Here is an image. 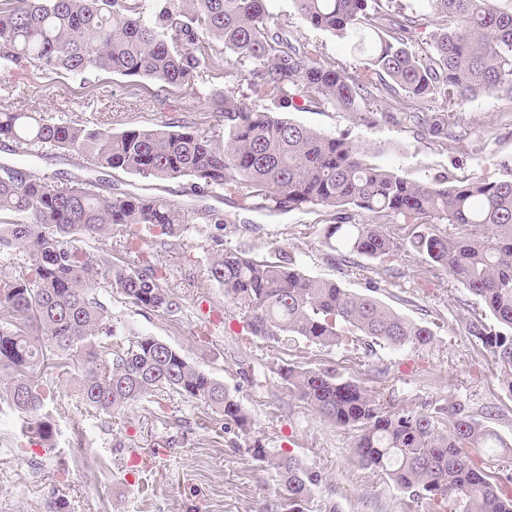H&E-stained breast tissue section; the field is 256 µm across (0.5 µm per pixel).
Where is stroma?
<instances>
[{
  "label": "stroma",
  "mask_w": 512,
  "mask_h": 512,
  "mask_svg": "<svg viewBox=\"0 0 512 512\" xmlns=\"http://www.w3.org/2000/svg\"><path fill=\"white\" fill-rule=\"evenodd\" d=\"M276 21L298 40L316 45L323 61L350 75L362 73L364 55L346 39L313 28L292 0H269ZM417 13L410 49L422 60L434 54L435 37L447 21L430 13L425 0H377L367 15L379 25L391 11ZM251 64L231 61L224 73L199 74L187 86L157 94L153 83L110 73L86 77L29 68L18 71L0 60V110L39 113L60 123H80L119 132L131 127L164 128L182 119L202 134L215 120V91L234 95L250 107L272 109L252 95L245 76ZM363 120L327 102L292 112L291 121L329 136H347L367 160L409 179L430 182L441 175H512V92L500 88L472 101L451 103L442 96L393 102L372 90L362 103ZM416 112L445 115L450 138L419 131ZM23 164L40 174L93 176L78 155L48 150L37 157L0 151V163ZM119 190L156 188L186 209L212 206L230 224L223 231L227 248L253 256L268 253L278 240L304 273L333 280L343 288L373 294L407 320L430 327L435 337L424 346L366 350L354 334L324 347L300 337L272 342L246 328L244 309L207 275L206 238L210 224L188 225L181 248L159 249L152 231H143L145 256L166 272L180 308L172 314L137 307L100 285V299L115 329L134 328L155 337L223 383L250 417L247 430L228 431L222 417L178 395L153 397L109 416L85 409L78 396L75 361L41 370L53 447L34 436L37 417L0 402V512H47L51 497L63 496L68 512H262L277 503L282 478L255 459L250 439L299 458L320 472L304 512H426L391 481L363 466L355 454L356 429L320 418L286 388L287 367L335 369L343 378L374 392L386 410H424L456 404L512 445V391L488 346L473 336L469 323L483 312L478 300L447 272L409 246L384 258L340 261L322 243L327 211L304 206L286 213L243 209L223 191L197 194L191 179L161 183L113 174ZM250 232H243V225ZM84 453L75 457L74 439ZM138 464H131L130 456Z\"/></svg>",
  "instance_id": "35a3bbf8"
}]
</instances>
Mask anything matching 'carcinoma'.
Instances as JSON below:
<instances>
[{
    "instance_id": "obj_1",
    "label": "carcinoma",
    "mask_w": 512,
    "mask_h": 512,
    "mask_svg": "<svg viewBox=\"0 0 512 512\" xmlns=\"http://www.w3.org/2000/svg\"><path fill=\"white\" fill-rule=\"evenodd\" d=\"M268 0H14L0 8V58L18 70L31 66L74 75L112 73L145 78L158 91L181 87L202 71L220 72L228 58L249 60L250 89L284 111L336 102L358 119L360 101L373 80L392 99L440 93L468 100L504 84L512 86V10L497 0H427L450 18L435 40L431 63L407 46L415 17L400 11L381 25L365 26L371 0H293L313 27L352 41L368 57L367 74L350 76L318 59L317 46L293 38L275 21ZM224 46L217 53L211 42ZM213 115L224 134H200L184 122L174 130L133 127L120 132L80 124L54 123L32 112L0 111V147L49 146L82 155L104 172L167 181L190 178L200 190L222 188L239 205L260 197L266 208L291 211L304 205L332 210L323 244L340 253L379 258L400 242L381 224L354 223L343 209L355 207L378 218L400 216L414 224L430 217L455 224L448 237L425 227L408 244L425 260L443 267L496 320L492 333L480 320L472 335L488 345L505 370L512 391V178L484 176L419 183L368 163L361 147L330 137L271 112L249 107L220 92ZM417 126L448 136L436 114L415 115ZM102 179L77 177L56 182L22 165L0 166V248L22 253L25 269L0 276V401L22 413L42 414L45 397L41 364L78 356L83 405L112 414L147 396L176 393L224 417V428L246 430L248 417L234 396L175 348L131 329L112 345L110 312L97 293L102 268L95 255L75 245L81 238L111 235L131 254L141 227L158 233L159 244L182 241L184 225L225 224L209 206L189 211L159 194L112 192ZM211 281L244 306L252 334L280 341L300 336L334 346L342 328L367 343L392 348L426 345L433 332L333 280L303 273L283 249L247 257L209 237ZM109 286L128 302L172 313L179 307L172 289L144 259L111 263ZM285 382L324 419L359 430L355 453L410 497L433 505L454 498V512H512V473L498 464L512 448L462 409L384 411L375 396L326 368H288ZM254 456L283 478L288 512H303L319 472L297 458L273 452L261 440ZM467 448H497L490 458H473Z\"/></svg>"
}]
</instances>
